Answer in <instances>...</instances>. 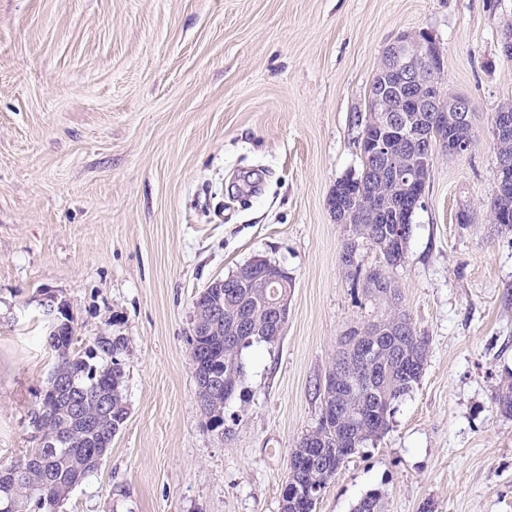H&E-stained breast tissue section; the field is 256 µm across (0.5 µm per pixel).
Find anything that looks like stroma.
<instances>
[{
  "instance_id": "stroma-1",
  "label": "stroma",
  "mask_w": 512,
  "mask_h": 512,
  "mask_svg": "<svg viewBox=\"0 0 512 512\" xmlns=\"http://www.w3.org/2000/svg\"><path fill=\"white\" fill-rule=\"evenodd\" d=\"M510 24L512 0H0V464L39 442L51 293L80 348L127 340L128 418L62 512H280L342 337L390 309L366 288L379 250L357 240L344 266L328 200L362 168L354 116L383 52L426 31L473 130L467 155L436 153L386 269L427 365L316 512H355L372 490L383 512H512V417L494 403L512 383V231L489 219ZM257 256L293 279L288 322L244 350L245 395L214 431L193 302Z\"/></svg>"
}]
</instances>
